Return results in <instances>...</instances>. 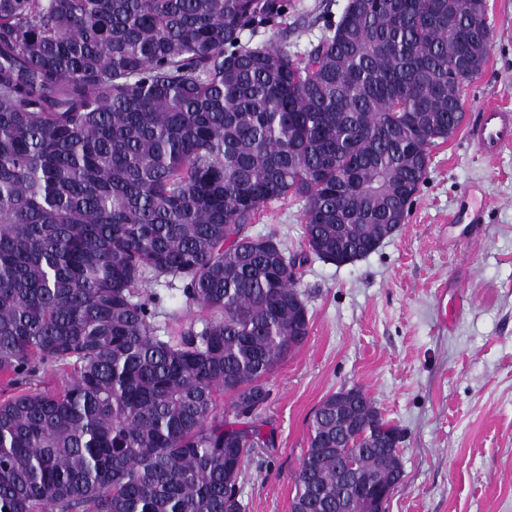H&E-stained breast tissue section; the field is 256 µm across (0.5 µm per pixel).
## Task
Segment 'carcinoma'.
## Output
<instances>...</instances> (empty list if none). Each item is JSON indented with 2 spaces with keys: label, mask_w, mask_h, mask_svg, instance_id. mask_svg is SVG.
Listing matches in <instances>:
<instances>
[{
  "label": "carcinoma",
  "mask_w": 512,
  "mask_h": 512,
  "mask_svg": "<svg viewBox=\"0 0 512 512\" xmlns=\"http://www.w3.org/2000/svg\"><path fill=\"white\" fill-rule=\"evenodd\" d=\"M333 6L298 56L255 41L288 0H0V512H242L264 380L309 335L307 254L250 224L297 197L308 254L372 253L491 49L486 0ZM149 277L202 326L159 335ZM397 432L330 394L292 508L393 487Z\"/></svg>",
  "instance_id": "carcinoma-1"
}]
</instances>
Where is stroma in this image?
Wrapping results in <instances>:
<instances>
[{"mask_svg": "<svg viewBox=\"0 0 512 512\" xmlns=\"http://www.w3.org/2000/svg\"><path fill=\"white\" fill-rule=\"evenodd\" d=\"M287 40L301 54L324 22L318 0H296ZM493 32L482 76L464 108L512 109V0H487ZM481 210L480 223L466 215ZM304 202L267 204L250 231L305 249ZM298 287L306 341L268 376L263 412L275 445L260 449L239 483L244 512H291L308 422L329 394L358 386L397 426L402 481L387 512H512V146L481 154L457 131L430 150L427 179L399 230L344 265L308 257ZM447 294L454 312L440 319Z\"/></svg>", "mask_w": 512, "mask_h": 512, "instance_id": "stroma-1", "label": "stroma"}]
</instances>
